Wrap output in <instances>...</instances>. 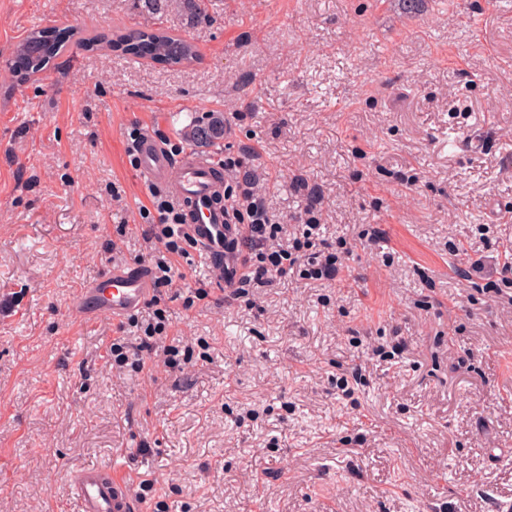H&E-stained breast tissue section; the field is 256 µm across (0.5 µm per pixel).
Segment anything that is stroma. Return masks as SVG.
Listing matches in <instances>:
<instances>
[{
	"mask_svg": "<svg viewBox=\"0 0 512 512\" xmlns=\"http://www.w3.org/2000/svg\"><path fill=\"white\" fill-rule=\"evenodd\" d=\"M0 0V512H74V469L153 476L148 512H490L512 503V305L487 289L512 224V0ZM69 42L35 79L8 60L34 27ZM164 27L200 59L172 68L105 46ZM226 188L258 182L298 234L308 207L335 279L211 286L183 242L162 309L184 368L105 359L136 328L75 320L82 285L145 250L149 186L128 156L172 154L213 115ZM476 148H466L471 139ZM308 188L297 194V179ZM209 292L194 298L196 288ZM408 345L388 363L374 347ZM360 370L353 398L336 389Z\"/></svg>",
	"mask_w": 512,
	"mask_h": 512,
	"instance_id": "35a3bbf8",
	"label": "stroma"
}]
</instances>
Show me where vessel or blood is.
Segmentation results:
<instances>
[{"label":"vessel or blood","instance_id":"obj_1","mask_svg":"<svg viewBox=\"0 0 512 512\" xmlns=\"http://www.w3.org/2000/svg\"><path fill=\"white\" fill-rule=\"evenodd\" d=\"M140 175L164 189L180 204L184 227L197 253L206 261L215 285L240 274L242 255L228 251L226 241L239 237L238 225L224 221L223 168L210 153L191 149L173 156L152 132L140 134L133 147ZM153 271L118 263L89 281L74 298L71 313L79 320L106 314L121 320L139 310L155 292ZM77 512H141L131 479L109 467L85 466L71 476Z\"/></svg>","mask_w":512,"mask_h":512}]
</instances>
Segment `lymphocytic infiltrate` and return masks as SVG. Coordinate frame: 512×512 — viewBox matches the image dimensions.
I'll list each match as a JSON object with an SVG mask.
<instances>
[{"label":"lymphocytic infiltrate","mask_w":512,"mask_h":512,"mask_svg":"<svg viewBox=\"0 0 512 512\" xmlns=\"http://www.w3.org/2000/svg\"><path fill=\"white\" fill-rule=\"evenodd\" d=\"M152 205L156 223L146 231V239L153 245L144 256L155 274L157 285L172 282L177 256L182 253L181 243L187 238L182 228L183 219L179 205L161 192H153ZM224 214L227 223L241 225L244 233L232 245L245 251V269L238 278L229 280L233 295L243 297L250 289L273 286L291 270H299L301 278L319 280L331 274L336 256L317 248L319 229L317 217H309L300 237L292 246L282 242L284 227L268 211L254 183L243 181L224 195ZM155 327L144 330L145 337L138 348L125 352L121 342H114L111 350L119 360H130L134 369L147 367H180L176 343L157 338Z\"/></svg>","instance_id":"1"}]
</instances>
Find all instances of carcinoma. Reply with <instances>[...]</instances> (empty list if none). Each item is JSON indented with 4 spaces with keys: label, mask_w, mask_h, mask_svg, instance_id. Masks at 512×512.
Returning a JSON list of instances; mask_svg holds the SVG:
<instances>
[{
    "label": "carcinoma",
    "mask_w": 512,
    "mask_h": 512,
    "mask_svg": "<svg viewBox=\"0 0 512 512\" xmlns=\"http://www.w3.org/2000/svg\"><path fill=\"white\" fill-rule=\"evenodd\" d=\"M154 5L182 9L199 17L202 9L197 0H150ZM66 43V34L48 28L31 30L14 47L22 57H30L34 63L46 70L61 54ZM114 51L139 58H149L165 63L171 67L189 66L198 59L196 46L188 39L158 28L133 29L121 33L108 42Z\"/></svg>",
    "instance_id": "1"
}]
</instances>
